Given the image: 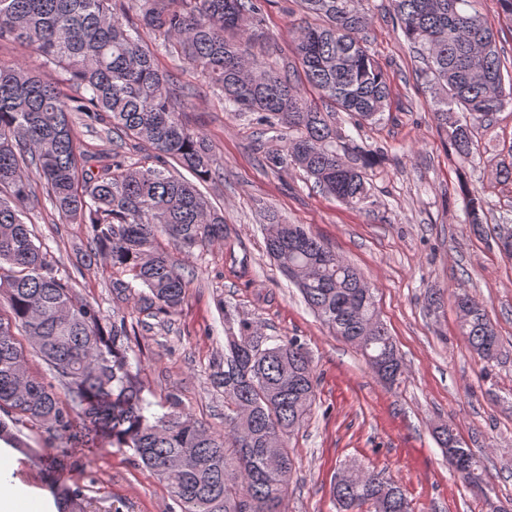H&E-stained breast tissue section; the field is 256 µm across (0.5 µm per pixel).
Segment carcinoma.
<instances>
[{"label":"carcinoma","mask_w":512,"mask_h":512,"mask_svg":"<svg viewBox=\"0 0 512 512\" xmlns=\"http://www.w3.org/2000/svg\"><path fill=\"white\" fill-rule=\"evenodd\" d=\"M109 2L0 0V38L40 53L79 100L73 106L56 85L0 63V412L36 422L74 448L133 450L167 483L180 512H281L294 469L288 438L316 400L304 344L262 336L226 310L224 365L212 374L224 393V433L192 418L174 394L167 411L155 413L133 371L134 327L78 301L25 218L42 190L60 217L89 225L85 257L110 263L114 291L130 292L136 283L148 290L139 296L145 308L166 317L179 311L187 281L153 241L161 233L190 252L224 238V215L198 188L223 180L224 172L207 139L182 122L172 79L155 65L142 29L199 70L225 109L257 112L261 124L288 130L283 148L265 153V166H296L339 201L367 205L362 169L382 151L353 144L348 150L357 163L343 160L333 112L372 121L388 105L386 75L362 36L370 19L356 0H300L313 21L295 29L292 50L320 95L317 103L302 91L294 67L252 54L258 0H131L136 22L116 18ZM389 2L393 25L424 61L420 78L438 126L467 161L474 126L512 101L495 24L477 0ZM75 112L101 124L111 143L126 137L142 144L157 166L117 161L93 171L95 156L78 144ZM465 206L469 223H483L480 197L467 194ZM264 221L267 253L283 271L298 270L294 280L311 310L370 367L383 363L401 376V356L358 271L306 225L285 224L273 211ZM457 306L473 351L498 359L502 342L486 310L466 295ZM15 328L62 391L29 373ZM457 437L449 426L437 434L448 468L479 488L488 477L481 449L461 440L448 446ZM0 441L20 450L2 418ZM332 492L342 512H410L402 488L382 471L346 467ZM87 503L80 486L55 493L57 512H87Z\"/></svg>","instance_id":"cac0c4a2"}]
</instances>
